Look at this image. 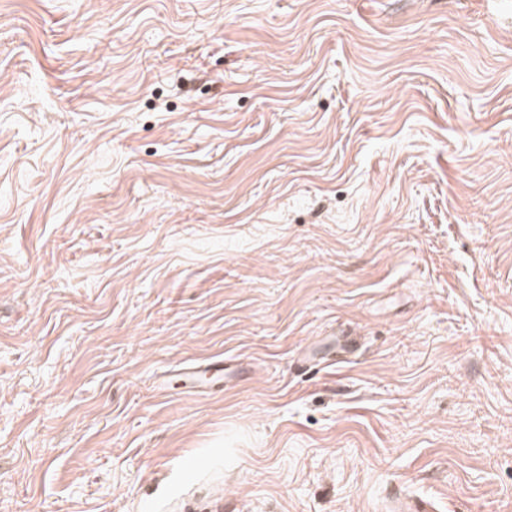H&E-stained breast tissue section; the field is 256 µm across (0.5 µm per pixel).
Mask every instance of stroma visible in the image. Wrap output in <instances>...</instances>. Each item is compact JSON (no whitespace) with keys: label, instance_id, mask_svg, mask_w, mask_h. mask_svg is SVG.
Instances as JSON below:
<instances>
[{"label":"stroma","instance_id":"1","mask_svg":"<svg viewBox=\"0 0 512 512\" xmlns=\"http://www.w3.org/2000/svg\"><path fill=\"white\" fill-rule=\"evenodd\" d=\"M216 482L512 512V0H0V512ZM226 370L224 360L211 358L184 366L177 373L184 381L183 386H186L189 391H194L203 390L208 385L221 380L226 382L234 376L233 372L227 373Z\"/></svg>","mask_w":512,"mask_h":512}]
</instances>
